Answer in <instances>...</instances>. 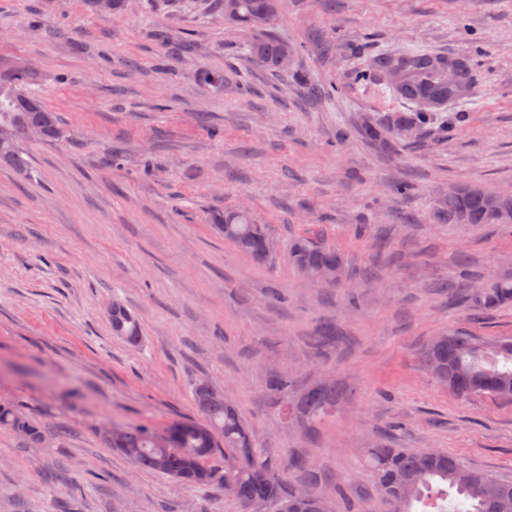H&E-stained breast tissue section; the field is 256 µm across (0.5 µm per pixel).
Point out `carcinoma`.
Segmentation results:
<instances>
[{"instance_id":"carcinoma-1","label":"carcinoma","mask_w":512,"mask_h":512,"mask_svg":"<svg viewBox=\"0 0 512 512\" xmlns=\"http://www.w3.org/2000/svg\"><path fill=\"white\" fill-rule=\"evenodd\" d=\"M283 7L282 0H237V17L231 25L262 30L273 24ZM288 41L263 33L248 45V56L255 64L274 74L284 72L280 57ZM456 71L454 83H448V70ZM386 84L392 93L418 106V111L402 120L421 132L436 116L435 110L463 96L468 90L466 72L460 65L429 55H410L385 63ZM40 80L36 71L18 72L11 61L0 59V126L22 131L42 126L44 143L64 137L57 114L51 111L32 89ZM392 133L385 122L371 121L363 136L381 141ZM0 164L22 177L30 173L25 141L0 145ZM479 184H464L448 189L444 199L450 224H512V197L503 198L496 211L486 208ZM214 229L234 243L243 253L259 263L269 259L263 250V232L247 211L232 209L212 217ZM288 262L300 274L310 267H346L344 256L336 249L309 237L291 242ZM463 277L454 287L463 291L476 311L488 312L512 302V279L501 277L486 282L480 293L468 288ZM112 333L136 346L142 342V328L137 316L125 307L112 305ZM438 344L427 343L420 352L424 369L435 375L436 382L451 390L463 401L484 397L512 400V338L484 340L466 330H449ZM336 341V328L321 325L313 343L323 346ZM296 379L288 373L269 375L265 384L266 399L283 415L314 421L324 415L336 401V387L326 384L308 386L301 398L288 403ZM193 405L201 420L186 418L169 430L170 448L156 446L155 433L145 425L122 428L114 444L133 465L143 471L169 476L188 486L210 487L217 482L214 459L224 452V491L240 505L254 497L272 504L273 512H326L325 501L317 491L300 490L288 482L262 457L251 437L248 424L237 407L221 398L218 390L200 381L193 387ZM0 426L24 436L39 447L45 441L42 427L14 407L0 405ZM167 452V467L157 458ZM367 461L376 478V491L386 512H413L417 502L437 512H447L442 501L448 489L455 490L458 502L452 512H512V481L462 465L453 455L432 452L427 448H390L380 441L368 449Z\"/></svg>"}]
</instances>
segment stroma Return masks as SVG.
Listing matches in <instances>:
<instances>
[{"instance_id": "35a3bbf8", "label": "stroma", "mask_w": 512, "mask_h": 512, "mask_svg": "<svg viewBox=\"0 0 512 512\" xmlns=\"http://www.w3.org/2000/svg\"><path fill=\"white\" fill-rule=\"evenodd\" d=\"M269 31L295 49L287 78L250 62L252 33L225 25L218 0H133L110 17L0 0V58L35 66L65 130L29 144L28 177L0 166V405L48 435L35 454L0 426V512H240L222 486L138 470L104 438L194 417L201 379L292 484L296 458L328 476V512L376 508L379 439L512 480V401H460L418 359L455 327L512 336V304L479 313L445 287L462 269L512 276V224H452L441 208L460 183L512 194V0H286ZM410 53L464 64L468 95L412 146L363 139L368 120L415 111L384 83ZM327 82L332 95H309ZM238 206L280 254L257 263L214 230ZM299 236L343 252L345 279L300 275L284 254ZM115 302L138 316L140 346L113 336ZM325 322L341 341L319 353ZM280 371L336 383L335 407L284 420L264 395Z\"/></svg>"}]
</instances>
